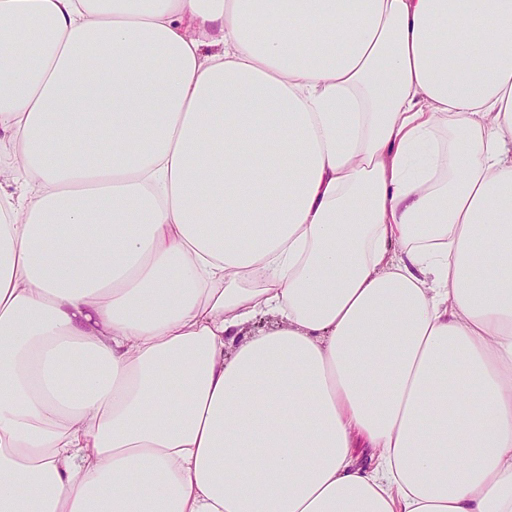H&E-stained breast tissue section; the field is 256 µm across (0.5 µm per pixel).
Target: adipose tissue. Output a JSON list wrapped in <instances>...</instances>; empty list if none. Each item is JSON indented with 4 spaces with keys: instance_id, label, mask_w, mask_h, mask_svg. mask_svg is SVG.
I'll use <instances>...</instances> for the list:
<instances>
[{
    "instance_id": "ef3b65f1",
    "label": "adipose tissue",
    "mask_w": 512,
    "mask_h": 512,
    "mask_svg": "<svg viewBox=\"0 0 512 512\" xmlns=\"http://www.w3.org/2000/svg\"><path fill=\"white\" fill-rule=\"evenodd\" d=\"M2 173L0 512H512V0H0Z\"/></svg>"
}]
</instances>
